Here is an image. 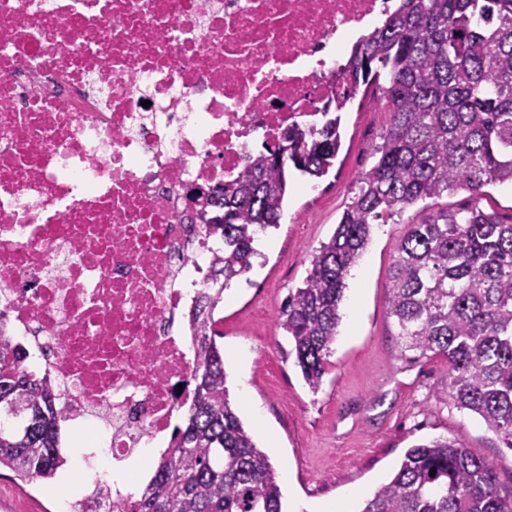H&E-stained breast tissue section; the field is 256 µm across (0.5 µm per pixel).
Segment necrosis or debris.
<instances>
[{"label": "necrosis or debris", "instance_id": "4bbe7bcc", "mask_svg": "<svg viewBox=\"0 0 512 512\" xmlns=\"http://www.w3.org/2000/svg\"><path fill=\"white\" fill-rule=\"evenodd\" d=\"M383 0H0V334L98 472L67 512H131L191 403L202 213L314 118Z\"/></svg>", "mask_w": 512, "mask_h": 512}]
</instances>
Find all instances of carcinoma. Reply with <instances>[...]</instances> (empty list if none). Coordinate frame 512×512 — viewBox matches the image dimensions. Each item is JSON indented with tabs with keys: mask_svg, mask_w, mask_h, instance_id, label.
I'll return each instance as SVG.
<instances>
[{
	"mask_svg": "<svg viewBox=\"0 0 512 512\" xmlns=\"http://www.w3.org/2000/svg\"><path fill=\"white\" fill-rule=\"evenodd\" d=\"M341 79L316 119L288 127V157L275 146L257 151L246 173L224 185V216L204 224L219 257L189 312L195 399L139 492L138 512H282L273 466L229 401L214 312L260 255L261 234L281 224L293 178L319 179L333 166L341 113L361 86L384 81L391 122L378 159L278 319L312 391L372 225L444 192L477 200L490 184H512V0H398L351 50ZM388 312L402 348L443 355L449 399L512 449V223L475 204L413 225L395 248ZM23 358L0 335V414L19 426H0V467L46 484L68 462L62 411L52 381L26 371ZM360 512H512V487L499 484L490 460L437 438L408 449Z\"/></svg>",
	"mask_w": 512,
	"mask_h": 512,
	"instance_id": "1",
	"label": "carcinoma"
}]
</instances>
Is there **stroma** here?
I'll return each mask as SVG.
<instances>
[{
    "label": "stroma",
    "instance_id": "35a3bbf8",
    "mask_svg": "<svg viewBox=\"0 0 512 512\" xmlns=\"http://www.w3.org/2000/svg\"><path fill=\"white\" fill-rule=\"evenodd\" d=\"M390 123L378 84L361 87L341 115L342 145L315 186L296 181L278 228L269 230L244 279L216 310L230 400L277 472L285 512L341 504L360 512L388 482L406 451L435 438H456L494 462L498 482L512 486V450L482 421L448 398V361L402 351L388 314L389 273L397 243L412 225L444 210L466 208L467 193H445L407 206L373 227L348 277L342 320L319 390L305 383L277 325L289 294L301 286L311 255L336 229ZM93 430L68 438L66 482L29 484L0 471V502L10 512H62L82 497L77 474Z\"/></svg>",
    "mask_w": 512,
    "mask_h": 512
}]
</instances>
